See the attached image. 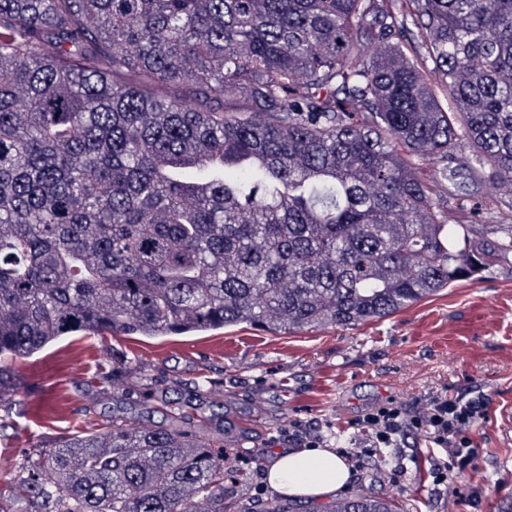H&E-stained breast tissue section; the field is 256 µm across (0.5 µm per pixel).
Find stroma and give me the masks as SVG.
<instances>
[{
  "mask_svg": "<svg viewBox=\"0 0 512 512\" xmlns=\"http://www.w3.org/2000/svg\"><path fill=\"white\" fill-rule=\"evenodd\" d=\"M512 205V185L449 196L459 208L486 213ZM18 385L0 397V503H15L17 473L63 438L99 431L112 419L164 425L163 401L193 416L187 429L219 437L225 422L241 428L225 445L246 475L224 512H258L289 503L292 512H330L334 497L283 500L263 480L273 453L298 447L295 428L345 455L346 494L365 490L399 512H512V441L501 413L512 403V264L452 282L396 312L354 327L272 333L248 324L194 335L68 336L13 361ZM113 372V385L101 384ZM484 394L488 416L471 431L481 450L475 468L457 475L470 501L448 502L433 475L444 454L420 434L402 436L382 456L363 455L355 426L388 401L408 406L442 395ZM399 471L398 482L382 466Z\"/></svg>",
  "mask_w": 512,
  "mask_h": 512,
  "instance_id": "obj_1",
  "label": "stroma"
}]
</instances>
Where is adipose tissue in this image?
I'll list each match as a JSON object with an SVG mask.
<instances>
[{
	"label": "adipose tissue",
	"mask_w": 512,
	"mask_h": 512,
	"mask_svg": "<svg viewBox=\"0 0 512 512\" xmlns=\"http://www.w3.org/2000/svg\"><path fill=\"white\" fill-rule=\"evenodd\" d=\"M351 477L341 455L325 448L279 451L266 469L265 481L275 493L317 499L336 494Z\"/></svg>",
	"instance_id": "adipose-tissue-1"
}]
</instances>
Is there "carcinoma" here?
Listing matches in <instances>:
<instances>
[{
    "instance_id": "obj_1",
    "label": "carcinoma",
    "mask_w": 512,
    "mask_h": 512,
    "mask_svg": "<svg viewBox=\"0 0 512 512\" xmlns=\"http://www.w3.org/2000/svg\"><path fill=\"white\" fill-rule=\"evenodd\" d=\"M500 181L512 0H0V395L8 359L75 333L385 318L512 259V212L487 240L441 203ZM222 447L114 420L20 500L224 512Z\"/></svg>"
}]
</instances>
